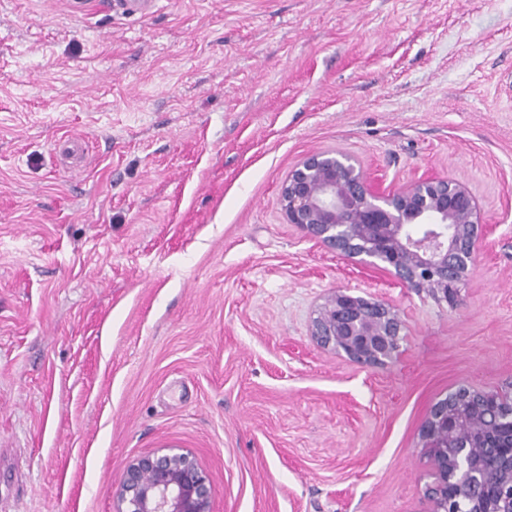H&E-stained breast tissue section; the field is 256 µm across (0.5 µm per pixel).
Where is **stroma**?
<instances>
[{
    "mask_svg": "<svg viewBox=\"0 0 512 512\" xmlns=\"http://www.w3.org/2000/svg\"><path fill=\"white\" fill-rule=\"evenodd\" d=\"M72 2L0 0V512H113L162 448L214 512H422L431 405L512 383V0ZM319 151L471 190L455 305L285 223ZM339 286L394 362L313 340ZM406 324L386 301L364 298L337 287L312 320L311 336L323 347L364 366H384L397 359Z\"/></svg>",
    "mask_w": 512,
    "mask_h": 512,
    "instance_id": "35a3bbf8",
    "label": "stroma"
}]
</instances>
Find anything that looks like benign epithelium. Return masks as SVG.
<instances>
[{"mask_svg": "<svg viewBox=\"0 0 512 512\" xmlns=\"http://www.w3.org/2000/svg\"><path fill=\"white\" fill-rule=\"evenodd\" d=\"M288 224L365 267L384 270L449 305L480 259L488 222L462 182L435 175L386 187L350 155L303 159L280 192ZM406 324L386 301L331 291L312 320L322 346L364 366L400 354ZM429 459L422 512H512V390L459 386L438 398L419 430ZM208 473L188 452L163 448L131 461L115 512H212Z\"/></svg>", "mask_w": 512, "mask_h": 512, "instance_id": "1", "label": "benign epithelium"}]
</instances>
